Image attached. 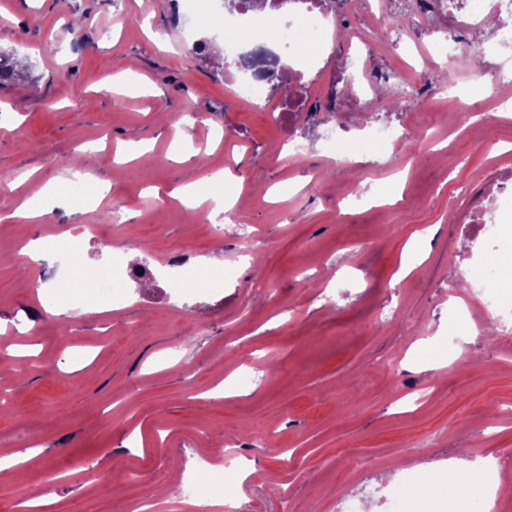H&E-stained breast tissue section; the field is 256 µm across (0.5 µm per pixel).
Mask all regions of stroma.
Instances as JSON below:
<instances>
[{
    "label": "stroma",
    "instance_id": "stroma-1",
    "mask_svg": "<svg viewBox=\"0 0 512 512\" xmlns=\"http://www.w3.org/2000/svg\"><path fill=\"white\" fill-rule=\"evenodd\" d=\"M83 20L77 31L70 16ZM292 112H267L241 94L240 71L210 19L187 27L176 0H10L0 10V50L16 52L23 78L0 84V448L39 444V463L0 479V512H26V492L47 512H194L207 471H224L240 512H402L384 503L402 474L436 481L448 471L495 474L512 449V283L488 278L484 233L471 230L488 200L512 193L489 180L490 160L512 144V110L490 107L491 83L466 85L459 102H431L422 79L402 81L417 55H399L392 34L362 61L343 34ZM203 42L192 52L194 42ZM391 72L402 106L394 139L415 142L414 169L386 173L373 145L361 170L337 165L323 139L336 128L362 136L347 96H332L341 67ZM130 69L134 85L113 89ZM334 112L307 120L314 104ZM492 113V138L464 117ZM193 161L173 159L174 120ZM303 138L301 158L279 151ZM141 151L124 160V147ZM241 176L246 206L214 236L207 215L172 191L219 169ZM74 201L104 186L98 207L58 204L47 223L12 212L54 176ZM282 189L271 199L266 189ZM397 191L393 218L348 194ZM119 211L118 225L100 223ZM99 224L111 251L80 243L70 267L49 250L22 269L20 244ZM149 246L158 291L116 278L104 310L60 321L38 313L39 295L65 304L68 286L108 272L127 247ZM207 261L223 280L207 292L177 284ZM472 279H465V272ZM495 294L502 317L485 306ZM31 331H23L28 319ZM29 356L15 375L16 359ZM237 450L251 483L224 469ZM287 489L280 497L279 489Z\"/></svg>",
    "mask_w": 512,
    "mask_h": 512
}]
</instances>
